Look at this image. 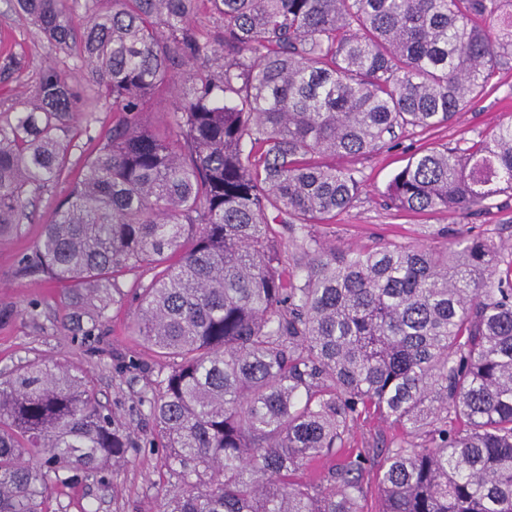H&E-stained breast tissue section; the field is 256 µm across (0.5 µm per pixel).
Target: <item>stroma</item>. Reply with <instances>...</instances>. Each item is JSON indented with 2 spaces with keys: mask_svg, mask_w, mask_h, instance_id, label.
Wrapping results in <instances>:
<instances>
[{
  "mask_svg": "<svg viewBox=\"0 0 512 512\" xmlns=\"http://www.w3.org/2000/svg\"><path fill=\"white\" fill-rule=\"evenodd\" d=\"M20 59V68L6 70L8 57ZM61 69L71 85L85 91V110L93 119L79 142L103 136L112 125V115L97 109L96 92L88 87L84 72L74 60L50 42L37 28L15 14L12 0H0V124L12 122L17 111L30 99L41 73L48 67ZM512 116V66L500 69L485 94L471 103L451 122L432 129L397 132L389 147L343 159L357 170L361 193L354 206L332 223L315 226L322 238L344 249L358 250L398 242L413 246L452 244L475 236H492L503 246H512V196L502 194L487 209L465 213H410L386 207L383 193L392 176L413 153L445 144L466 149L489 137L495 126ZM65 185H57L37 201L29 221L13 240L0 245V309L10 310L9 320L0 321V371L20 362L46 358L94 375L101 398L120 415L139 453L123 466L111 469V480L95 479L59 488L52 496L50 512H159L162 487L174 479L158 462L162 449L146 442L150 424L135 409L136 398L149 375L123 370L130 356L149 360L148 350L131 331L135 306L126 303L111 309L102 326V338L81 343L61 325L60 300L63 288L41 276L18 272L21 255L30 251L54 212ZM38 308V320H31L30 308Z\"/></svg>",
  "mask_w": 512,
  "mask_h": 512,
  "instance_id": "stroma-1",
  "label": "stroma"
}]
</instances>
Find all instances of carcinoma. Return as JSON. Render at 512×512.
Segmentation results:
<instances>
[{
    "mask_svg": "<svg viewBox=\"0 0 512 512\" xmlns=\"http://www.w3.org/2000/svg\"><path fill=\"white\" fill-rule=\"evenodd\" d=\"M15 2L112 127L81 149L80 93L42 73L0 126V242L64 183L19 273L67 288L62 325L83 340L136 296L158 367L136 408L177 481L162 512H363L369 450L305 472L365 414L401 430L375 448L380 512H512V252L482 236L345 251L313 231L361 192L336 159L451 121L512 63V0H83L79 26L70 0ZM170 85L156 129L143 116ZM506 192L512 121L413 154L384 197L470 211ZM137 451L87 371L0 375V512H47ZM177 90L171 87L165 89L151 102L147 109L145 119L148 123L165 126L171 122V112L176 101Z\"/></svg>",
    "mask_w": 512,
    "mask_h": 512,
    "instance_id": "obj_1",
    "label": "carcinoma"
}]
</instances>
